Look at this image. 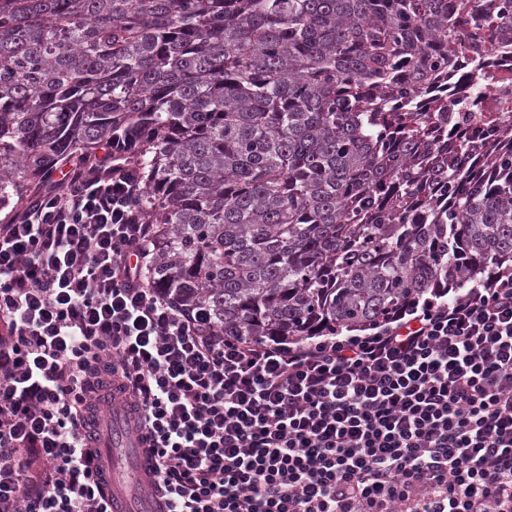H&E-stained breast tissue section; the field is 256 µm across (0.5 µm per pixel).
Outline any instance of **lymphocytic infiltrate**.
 I'll return each mask as SVG.
<instances>
[{"instance_id": "f902f5d3", "label": "lymphocytic infiltrate", "mask_w": 512, "mask_h": 512, "mask_svg": "<svg viewBox=\"0 0 512 512\" xmlns=\"http://www.w3.org/2000/svg\"><path fill=\"white\" fill-rule=\"evenodd\" d=\"M124 149L0 224V512H107L104 380L165 512H512V273L374 332L224 336L144 273Z\"/></svg>"}]
</instances>
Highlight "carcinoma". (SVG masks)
Wrapping results in <instances>:
<instances>
[{"label":"carcinoma","mask_w":512,"mask_h":512,"mask_svg":"<svg viewBox=\"0 0 512 512\" xmlns=\"http://www.w3.org/2000/svg\"><path fill=\"white\" fill-rule=\"evenodd\" d=\"M0 0V210L113 135L146 276L226 336L364 329L512 267V134L433 139L443 45L512 0Z\"/></svg>","instance_id":"cac0c4a2"}]
</instances>
